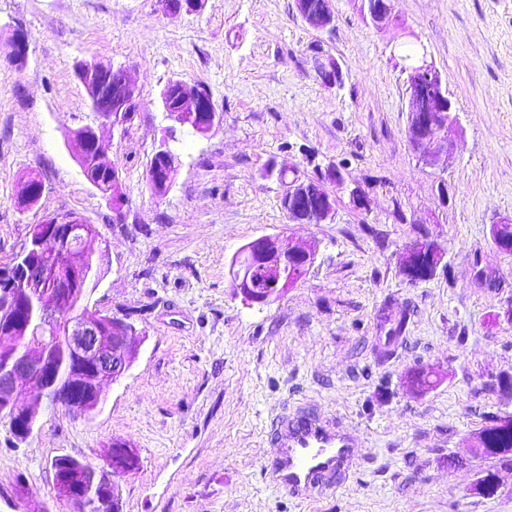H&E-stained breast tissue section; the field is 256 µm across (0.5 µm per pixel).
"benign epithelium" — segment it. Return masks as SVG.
I'll return each mask as SVG.
<instances>
[{"instance_id":"7a95c632","label":"benign epithelium","mask_w":512,"mask_h":512,"mask_svg":"<svg viewBox=\"0 0 512 512\" xmlns=\"http://www.w3.org/2000/svg\"><path fill=\"white\" fill-rule=\"evenodd\" d=\"M295 8L301 18L309 25L330 30L334 27L336 14L333 0H319L312 5L311 0H295ZM360 9L377 29L387 27L393 20L389 0H382L375 5V0H360ZM317 72L325 75L324 83L330 87L343 83L345 73L338 60L334 59L320 44L310 47ZM13 57L23 63L28 54V38L22 32L13 35L10 42ZM76 76L83 85L94 110V122L69 132L68 149L85 179L95 184L94 168L102 163L112 167V184L122 188L121 169L112 161L100 136L99 130L105 126H119L123 117H131L132 106L137 103L139 93L135 82L123 70L112 64L95 59L82 60L76 65ZM408 113L406 137L419 165L434 171L445 172L454 163L448 154V138L461 134L458 119L451 108L448 92L436 68L424 60L408 74ZM177 100L178 111L172 112L168 107L169 99ZM161 102L168 119L181 127L192 128L197 135L204 136L217 124L222 122V115L213 104L209 90L197 84L183 80H173L162 91ZM444 122L447 131L433 138L419 137L424 128H434ZM166 164V170L156 178L160 196H166L172 189L180 160L172 150L165 148L157 151ZM330 173L340 181V187L347 193L350 203L359 210H366L369 197L355 182L345 178L339 170L328 168L316 173ZM306 180L296 177L286 185L284 195L294 201V208H302L306 200H296L302 193ZM315 223H329L335 220L336 196L326 193L312 202ZM52 230L42 233L31 231L25 246L14 255L11 265L0 272V315L8 317L15 314V309L30 306L33 302L40 304L39 328L44 338H52V332L60 322V301L41 295L45 278L52 274L58 279L71 278L79 269L83 258L95 255L88 242L94 238L80 220L74 219L64 228L63 252L68 261L57 263L53 270L47 269L42 260L46 242ZM243 249L251 253L256 263L270 275L275 291L285 288L288 276L284 264L288 256L301 257L306 268H311L316 261V248L303 241L288 236L274 235L258 237ZM421 253L429 259H444V254L431 239L408 243L402 248L401 259L404 262V276L413 274L410 263L416 254ZM235 288L251 303H265L273 294L262 292L253 285L252 270L244 266L232 267ZM136 331L125 319L110 313L84 315L69 318L59 340L74 357L78 366L75 368L74 383L62 387L57 381H46L44 374L49 371L50 363L47 353L36 354L33 348L19 350L14 348L0 355V421L7 424L12 434L20 441L31 437L40 430L42 405L58 406L61 398L71 393L82 391L87 386L85 395L70 400L67 407L85 417H91L104 402L103 385L118 382L135 362L138 352L134 346ZM19 380L26 381L37 394V400L30 405H21L15 396V385ZM58 499L66 502L72 512H82L87 508L85 501L72 495L73 486H54Z\"/></svg>"}]
</instances>
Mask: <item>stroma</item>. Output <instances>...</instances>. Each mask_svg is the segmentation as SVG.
I'll return each instance as SVG.
<instances>
[{"label":"stroma","instance_id":"1","mask_svg":"<svg viewBox=\"0 0 512 512\" xmlns=\"http://www.w3.org/2000/svg\"><path fill=\"white\" fill-rule=\"evenodd\" d=\"M334 8L326 32L294 0H201L176 15L157 0H0V260L31 225L82 218L110 245L91 303L139 311L141 330L136 361L91 418L44 409L23 442L0 423V512H19L21 481L46 512H67L52 460L96 465L115 442L137 459L119 483L122 512H512V464L472 447L487 416L512 417V392L496 386L512 375V323L498 316L512 302V255L490 240L512 215V0H393L384 30L358 0ZM17 31L29 39L22 66L8 47ZM315 43L341 63L342 87L318 78ZM411 48L440 72L462 129L442 173L421 168L406 138ZM89 58L126 69L139 90L132 120L103 132L128 198L119 221L66 146L93 119L75 76ZM173 79L210 90L223 120L207 135L167 119ZM164 145L180 170L158 198L147 169ZM309 154L345 166L369 211L343 196L334 222L289 223L260 171ZM31 174L43 193L23 210ZM420 221L446 265L411 284L400 252ZM276 234L314 242L316 263L277 298L245 303L230 263ZM416 368L434 373L431 389H414ZM301 403L361 446L334 495L300 503L270 488L263 466L267 423ZM488 472L494 492L473 493Z\"/></svg>","mask_w":512,"mask_h":512}]
</instances>
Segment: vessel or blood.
<instances>
[{"instance_id": "b4317fda", "label": "vessel or blood", "mask_w": 512, "mask_h": 512, "mask_svg": "<svg viewBox=\"0 0 512 512\" xmlns=\"http://www.w3.org/2000/svg\"><path fill=\"white\" fill-rule=\"evenodd\" d=\"M265 439L271 448L266 483L298 501L335 494L357 466V437L307 405L272 418Z\"/></svg>"}]
</instances>
